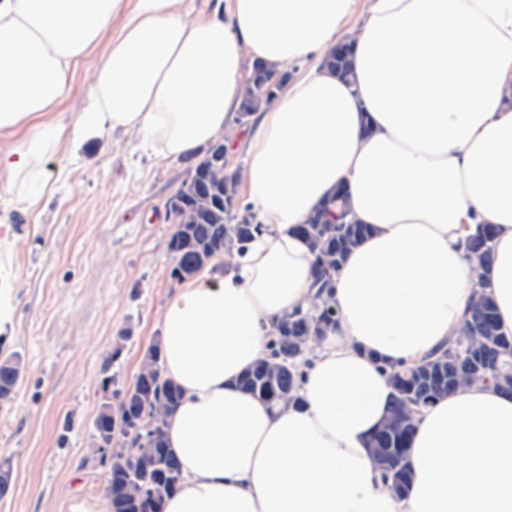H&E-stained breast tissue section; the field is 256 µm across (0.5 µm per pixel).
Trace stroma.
Wrapping results in <instances>:
<instances>
[{
	"label": "stroma",
	"instance_id": "stroma-1",
	"mask_svg": "<svg viewBox=\"0 0 512 512\" xmlns=\"http://www.w3.org/2000/svg\"><path fill=\"white\" fill-rule=\"evenodd\" d=\"M142 133L115 132L48 154L18 188L0 186V288L12 319L0 351L24 372L0 407V458L14 483L0 512H67L73 497L104 493L93 423L132 388L161 313L179 288L168 249L169 199L194 159L165 157ZM37 195L16 211L17 194Z\"/></svg>",
	"mask_w": 512,
	"mask_h": 512
}]
</instances>
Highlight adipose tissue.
I'll use <instances>...</instances> for the list:
<instances>
[{"instance_id": "1", "label": "adipose tissue", "mask_w": 512, "mask_h": 512, "mask_svg": "<svg viewBox=\"0 0 512 512\" xmlns=\"http://www.w3.org/2000/svg\"><path fill=\"white\" fill-rule=\"evenodd\" d=\"M0 0V184L66 139L145 132L174 158L235 127L247 62L310 61L255 112L242 177L259 224L224 275L162 316L179 386L167 441L182 482L164 512H512V394L476 382L422 408L411 483L394 496L368 444L390 367L445 345L484 281L512 337V0ZM350 44L353 77L324 64ZM97 63L72 125L45 122ZM345 188L371 231L333 276L335 327L304 368L301 406L243 391L280 319L307 310L317 258L299 227ZM495 229L469 254L477 225ZM493 239V227L491 225H480L473 234L466 238L464 246L469 253L482 257L490 251Z\"/></svg>"}]
</instances>
